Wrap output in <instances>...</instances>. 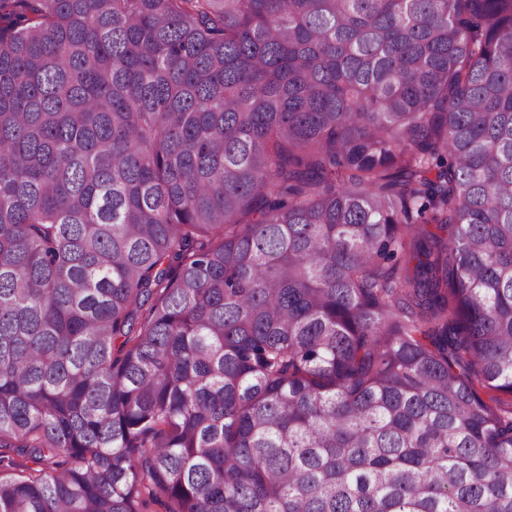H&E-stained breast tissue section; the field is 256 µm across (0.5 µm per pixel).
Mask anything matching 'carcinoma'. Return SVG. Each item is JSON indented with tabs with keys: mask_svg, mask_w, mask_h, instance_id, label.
Instances as JSON below:
<instances>
[{
	"mask_svg": "<svg viewBox=\"0 0 512 512\" xmlns=\"http://www.w3.org/2000/svg\"><path fill=\"white\" fill-rule=\"evenodd\" d=\"M0 448V512H512V0H0Z\"/></svg>",
	"mask_w": 512,
	"mask_h": 512,
	"instance_id": "1",
	"label": "carcinoma"
}]
</instances>
